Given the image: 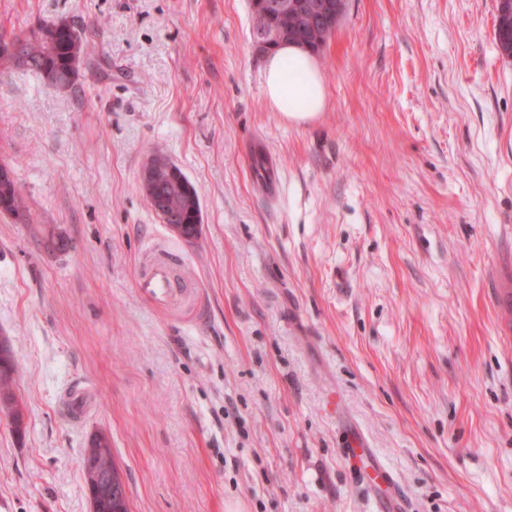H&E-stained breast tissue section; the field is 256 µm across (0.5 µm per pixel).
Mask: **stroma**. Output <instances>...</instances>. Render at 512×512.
<instances>
[{
  "label": "stroma",
  "mask_w": 512,
  "mask_h": 512,
  "mask_svg": "<svg viewBox=\"0 0 512 512\" xmlns=\"http://www.w3.org/2000/svg\"><path fill=\"white\" fill-rule=\"evenodd\" d=\"M496 0H346L314 119L269 107L251 0H0V35L65 19L73 87L0 71V339L27 406L0 412V512H91L112 439L130 512H512V58ZM200 235L141 189L151 150ZM64 234L49 251L43 232ZM167 262L183 293L136 290ZM335 394V410L324 404ZM153 156L163 161H168L173 166L162 161H155L152 157L146 161L141 173L143 185L149 187L156 181L164 180L149 189L142 186V191L147 201L158 217V210H161L170 214L175 219V224H169L168 217L162 216L163 224H167L175 230L179 229V224H185L180 237L187 241L195 239L200 232L201 225V205L196 189L181 169L167 156L161 153H155ZM176 170L181 174L184 184L165 181L168 179L182 182ZM11 173L8 165L0 164V212L11 215L16 222L26 223L29 220L27 208ZM137 291L146 300L160 308H168L178 300L180 288H174V282L168 265L156 262L148 272L137 280ZM86 447L87 448H83L85 481V467L87 458L90 459L93 463H98V465L101 467H112V469H117L112 453V442L109 436L103 433H97L89 439ZM90 449L94 457H89ZM87 468L90 470L87 476L90 486H103L105 489H108L110 493H112V488H114V490H116L119 495L126 493V489L122 480L118 478L114 473H112V469L102 470L99 468H94L90 463L88 464ZM350 446L351 448H345L346 457L357 465L362 479L367 484L385 488L392 485V474L381 463L373 448H367L358 437L352 439Z\"/></svg>",
  "instance_id": "stroma-1"
}]
</instances>
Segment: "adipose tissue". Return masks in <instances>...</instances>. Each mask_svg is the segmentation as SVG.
<instances>
[{"instance_id":"ef3b65f1","label":"adipose tissue","mask_w":512,"mask_h":512,"mask_svg":"<svg viewBox=\"0 0 512 512\" xmlns=\"http://www.w3.org/2000/svg\"><path fill=\"white\" fill-rule=\"evenodd\" d=\"M263 72L267 103L285 120L301 123L323 110V77L309 53L292 45L282 46L266 59Z\"/></svg>"}]
</instances>
